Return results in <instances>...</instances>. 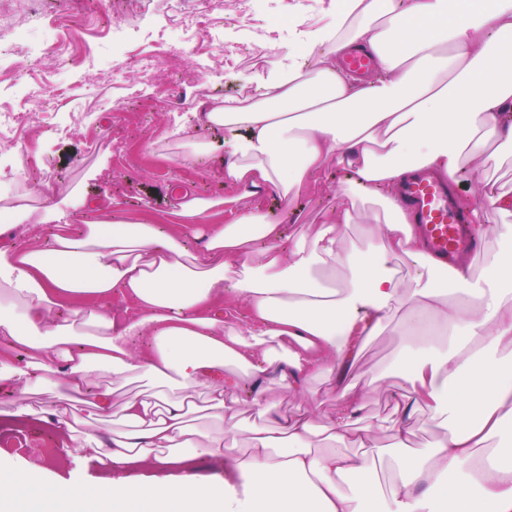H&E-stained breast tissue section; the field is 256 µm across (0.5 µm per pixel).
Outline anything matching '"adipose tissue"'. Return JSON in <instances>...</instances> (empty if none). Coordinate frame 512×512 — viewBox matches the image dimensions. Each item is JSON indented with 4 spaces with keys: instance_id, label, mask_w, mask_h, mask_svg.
Instances as JSON below:
<instances>
[{
    "instance_id": "adipose-tissue-1",
    "label": "adipose tissue",
    "mask_w": 512,
    "mask_h": 512,
    "mask_svg": "<svg viewBox=\"0 0 512 512\" xmlns=\"http://www.w3.org/2000/svg\"><path fill=\"white\" fill-rule=\"evenodd\" d=\"M302 50L270 70L254 100L212 102L198 127L224 128L226 182L247 195L296 199L327 164L346 171L317 230L281 250L287 215L181 192L166 224L63 222L57 204L10 208L0 234L48 227L41 247L0 245V392L47 394L42 411L74 432L68 410L86 404L107 439L78 433L85 462L105 467L98 486L54 487L18 472L0 482V512H237L226 487L186 477L139 481L126 467L159 470L202 456L229 459L251 491L250 512H512V257L491 253L481 278L459 265L454 302L431 280L429 255L393 191L429 168L456 180L464 162L512 161V0H335ZM358 47L376 79L358 83L338 65ZM472 210L512 246V189ZM223 222H213L216 209ZM383 227L366 249L345 230L357 218ZM410 260L411 282L397 276ZM126 306L113 311V297ZM244 304L238 317L236 304ZM456 334L445 351L415 358L391 416L365 413L366 391L339 383L364 345L401 309ZM147 336V348L135 349ZM27 352L24 365L11 353ZM253 382L259 419L245 454L240 409L227 401ZM317 378L342 403L327 425L307 406L273 413L265 385L304 391ZM433 414L434 441L414 445L417 408ZM76 432V431H75ZM390 434L380 482L364 438Z\"/></svg>"
}]
</instances>
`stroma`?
<instances>
[{
	"instance_id": "obj_1",
	"label": "stroma",
	"mask_w": 512,
	"mask_h": 512,
	"mask_svg": "<svg viewBox=\"0 0 512 512\" xmlns=\"http://www.w3.org/2000/svg\"><path fill=\"white\" fill-rule=\"evenodd\" d=\"M183 16L181 0H100L96 5L88 0H57L50 6L47 21L58 27L56 52L26 76L28 83L41 86L46 95L40 101L29 100L22 85L6 79L0 81V110L33 113L35 120L25 133L28 154L57 180L51 184L16 182L9 186V195L36 202L47 189L60 203L76 188L91 206L85 220L159 222L169 218L174 185H188L206 198L238 195V187L214 173L224 153L223 129L203 131L213 156L194 164L174 158L166 133L174 116L208 102L206 86L228 89L238 80L257 79L284 61L288 45L276 41L262 51L249 48L223 55L214 39L222 35L224 22L215 14L208 16L205 30L194 31L183 43L173 46L158 38L159 30L178 27ZM125 19L132 20L133 26L124 35L123 52L108 54L110 24ZM146 56L159 59L156 70L142 74L131 68L133 59ZM59 89L65 90L66 100L56 97ZM90 92L121 102V109L98 111L95 124L82 123ZM344 179L343 173L329 165L310 192L291 202L269 193L259 205L279 214L292 211L285 235L296 239L315 230L321 209L329 205L330 195ZM427 344V339L412 335L409 319L401 311L379 335L371 337L359 359L361 372L376 386L366 402L367 412L391 413V389L403 385L413 350ZM325 389L320 380L312 381L303 394L275 386L267 391L266 399L275 412L283 414L316 402L318 421L323 424L337 407ZM22 441L19 447L0 445V481L21 468L49 485L62 479L97 485L99 468L83 464L76 442L43 414L33 415L32 427Z\"/></svg>"
}]
</instances>
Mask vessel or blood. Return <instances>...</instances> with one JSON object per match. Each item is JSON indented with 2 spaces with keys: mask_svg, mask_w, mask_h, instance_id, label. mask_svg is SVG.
<instances>
[{
  "mask_svg": "<svg viewBox=\"0 0 512 512\" xmlns=\"http://www.w3.org/2000/svg\"><path fill=\"white\" fill-rule=\"evenodd\" d=\"M399 195L410 208L429 253L445 266H455L460 257L475 256L478 245L455 186L420 169L401 184Z\"/></svg>",
  "mask_w": 512,
  "mask_h": 512,
  "instance_id": "b4317fda",
  "label": "vessel or blood"
}]
</instances>
